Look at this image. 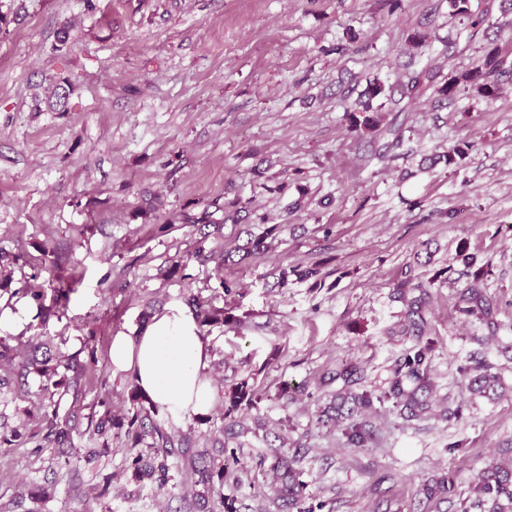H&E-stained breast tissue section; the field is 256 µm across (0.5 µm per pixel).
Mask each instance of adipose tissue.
I'll return each instance as SVG.
<instances>
[{"label":"adipose tissue","mask_w":512,"mask_h":512,"mask_svg":"<svg viewBox=\"0 0 512 512\" xmlns=\"http://www.w3.org/2000/svg\"><path fill=\"white\" fill-rule=\"evenodd\" d=\"M109 358L113 373L132 375L140 392L173 420L206 413L214 403L210 342L181 305L154 316L137 335L113 336Z\"/></svg>","instance_id":"obj_1"}]
</instances>
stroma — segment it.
<instances>
[{
  "instance_id": "35a3bbf8",
  "label": "stroma",
  "mask_w": 512,
  "mask_h": 512,
  "mask_svg": "<svg viewBox=\"0 0 512 512\" xmlns=\"http://www.w3.org/2000/svg\"><path fill=\"white\" fill-rule=\"evenodd\" d=\"M480 2L489 37L450 58L448 0H0L11 18L0 32V315L16 319L0 339L86 362L75 445L91 454L68 470L67 449L46 445L42 378L9 376L0 512H218L183 459L167 483L136 479L131 462L151 439L88 422L137 406L135 381L112 372L113 336L191 295L233 318L201 326L217 397L178 424L150 417L208 460L239 458L226 495L259 507L279 451L298 457L309 512H416L421 486L444 474L439 512L472 502L478 476L512 448V83L445 108L412 102L405 152L383 160L344 107L373 78L390 85L428 64L448 75L493 46L512 55V13ZM415 32L427 36L418 49ZM466 142L457 165L422 169ZM231 202L240 224L224 220ZM184 212L212 223L175 222ZM241 230L266 235L268 250L240 258ZM462 249L490 266L487 318L461 310ZM279 266L319 274L281 288ZM407 279L430 293L433 397L462 414L406 423L381 407L367 414L373 444L349 447L342 426L318 421L336 393L329 378L355 364L366 389L386 387L411 344L394 299ZM67 280L59 310L27 294ZM475 365L501 377L504 397L469 391L460 370ZM242 382L256 401L228 411L223 394Z\"/></svg>"
}]
</instances>
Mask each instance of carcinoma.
Masks as SVG:
<instances>
[{
	"mask_svg": "<svg viewBox=\"0 0 512 512\" xmlns=\"http://www.w3.org/2000/svg\"><path fill=\"white\" fill-rule=\"evenodd\" d=\"M453 13L462 18L463 32L467 40L473 41L480 35H487L493 27L490 13L487 9H473L471 0H449ZM512 76V60L503 55L498 49L492 48L486 52L479 65L458 75L447 77L432 66L413 70L394 86L374 79L367 83L361 96L352 105L346 107L345 116L352 129L386 138L377 156L382 158L391 151L404 145V127L398 118L385 122L381 109L385 104L391 105V111L401 113L407 110L408 104L427 95L437 98L440 102L451 103L456 99L461 89L469 87L483 98H493L500 89V80ZM382 100L379 107H374L373 101ZM472 148L463 144L447 152H439L430 158V166L442 163L450 167L463 158ZM467 271L463 275L468 278L467 286L460 299L464 304L462 311L479 319L490 314V307L483 286L485 271L482 268L470 271L474 266V258L463 257ZM419 295H413L414 291ZM397 299L404 307L402 333L411 338L413 344L405 350L393 377L388 382L385 391L376 394L371 390L360 387L361 370L355 366H346L330 377L332 381H341L342 388L336 393L335 419L345 424L344 435L347 444L353 448H367L372 440L373 430L365 420L366 412L373 409L375 403L389 402L399 411L400 416L407 420H421L432 409V382L430 377L431 365L435 357L436 343L426 336L427 320L425 308L428 293L423 286L406 280L397 286ZM33 368L46 384L72 395L78 400L83 391L81 375L76 374L69 381L55 379L57 368L48 365V361L28 358L21 369ZM461 374L468 380V388L474 393L489 399H497L501 392V378L482 366L464 367ZM51 426L46 438L58 445L74 446L73 433L76 430L75 418L66 417L58 420L57 410L51 411ZM102 432L116 430L124 432L133 442H138L147 433L158 438L161 445L153 450V455L145 458L137 455L132 461L133 475L140 477L144 474L156 475L164 481L168 475V458L172 456L189 457V449L176 443L167 432L155 421L145 422V417L139 411L129 412L123 416H114L107 410L98 422ZM297 458L288 459L284 456L275 458L272 465L275 486L271 487L270 501L277 512L284 509H294L296 512H306L303 508L305 498V483L300 480V473L294 468ZM189 466L197 476L195 484L203 486V492L211 497H217L220 503L219 512H240L236 506L237 498L224 496V472L228 464H210L203 458L190 457ZM476 499L472 507L480 512H512V460L497 463L485 469L479 476L475 486ZM423 494L428 501L443 499L448 494V477L442 476L423 488Z\"/></svg>",
	"mask_w": 512,
	"mask_h": 512,
	"instance_id": "carcinoma-1",
	"label": "carcinoma"
}]
</instances>
